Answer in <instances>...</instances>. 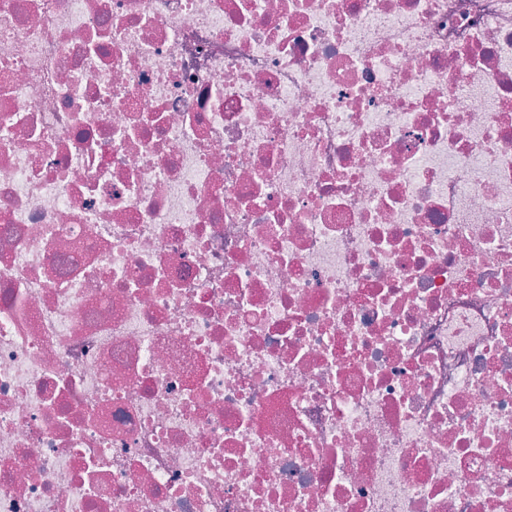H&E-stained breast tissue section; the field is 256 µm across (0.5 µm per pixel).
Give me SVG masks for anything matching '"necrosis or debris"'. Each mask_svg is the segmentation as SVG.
<instances>
[{"label":"necrosis or debris","mask_w":512,"mask_h":512,"mask_svg":"<svg viewBox=\"0 0 512 512\" xmlns=\"http://www.w3.org/2000/svg\"><path fill=\"white\" fill-rule=\"evenodd\" d=\"M0 512H512V0H0Z\"/></svg>","instance_id":"obj_1"}]
</instances>
